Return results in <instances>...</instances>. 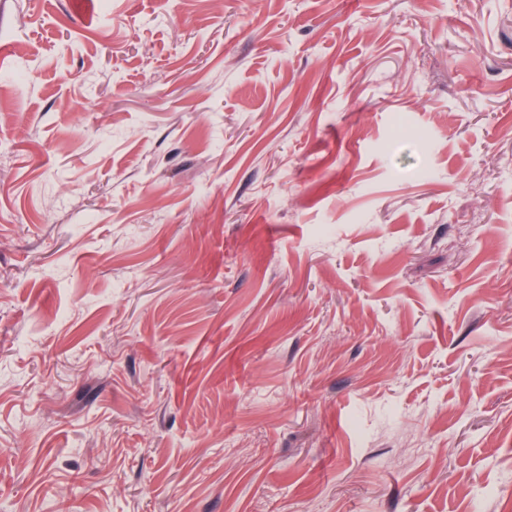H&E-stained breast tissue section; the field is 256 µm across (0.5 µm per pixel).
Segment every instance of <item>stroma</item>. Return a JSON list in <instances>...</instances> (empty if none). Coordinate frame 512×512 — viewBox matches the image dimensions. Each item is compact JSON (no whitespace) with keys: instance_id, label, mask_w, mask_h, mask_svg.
<instances>
[{"instance_id":"obj_1","label":"stroma","mask_w":512,"mask_h":512,"mask_svg":"<svg viewBox=\"0 0 512 512\" xmlns=\"http://www.w3.org/2000/svg\"><path fill=\"white\" fill-rule=\"evenodd\" d=\"M0 0V512H512V0Z\"/></svg>"}]
</instances>
